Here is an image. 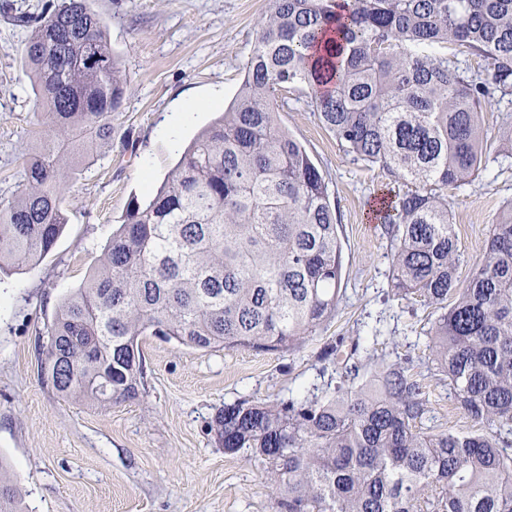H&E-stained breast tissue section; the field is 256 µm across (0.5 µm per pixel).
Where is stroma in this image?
<instances>
[{
	"mask_svg": "<svg viewBox=\"0 0 512 512\" xmlns=\"http://www.w3.org/2000/svg\"><path fill=\"white\" fill-rule=\"evenodd\" d=\"M59 0H0V201L24 184L23 161L38 149L45 118L11 16L50 14ZM126 78L112 138L69 171L67 225L32 268L0 274V457L22 496L18 512H276L275 487L250 449L229 455L216 418L225 405L286 402L297 389L336 383V353L382 324L378 356L418 357L429 326L421 302L394 295L392 263L370 205L389 183L380 168L354 163L323 127L308 92L287 93L283 127L323 171L336 208L346 297L336 317L293 352L200 351L157 336L140 340L144 383L135 398L91 406L59 394L45 369L47 331L60 301L79 287L145 182L160 184L183 147L233 100L269 0H89ZM191 110L175 135L170 113ZM484 105L490 162L470 186L448 189L466 285L489 230L512 200V168L500 169L501 117ZM431 407L423 431H469L446 382L413 369Z\"/></svg>",
	"mask_w": 512,
	"mask_h": 512,
	"instance_id": "1",
	"label": "stroma"
}]
</instances>
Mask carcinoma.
<instances>
[{
	"instance_id": "carcinoma-1",
	"label": "carcinoma",
	"mask_w": 512,
	"mask_h": 512,
	"mask_svg": "<svg viewBox=\"0 0 512 512\" xmlns=\"http://www.w3.org/2000/svg\"><path fill=\"white\" fill-rule=\"evenodd\" d=\"M14 22L30 29L24 59L48 122L24 189L0 202V273L52 251L65 173L112 138L125 86L87 0ZM460 54L485 61L492 82ZM299 88L353 161L404 181L372 209L395 294L433 308L427 360L484 430L418 429L421 384L398 360L364 370L357 343L320 401L224 406V453L260 457L277 512H512V206L459 288L444 194L486 161L483 101L512 95V0H271L231 105L160 186L132 197L93 275L59 303L53 387L110 405L138 393L143 336L283 352L337 315L347 272L328 182L277 118L281 92ZM16 497L0 471V512Z\"/></svg>"
}]
</instances>
